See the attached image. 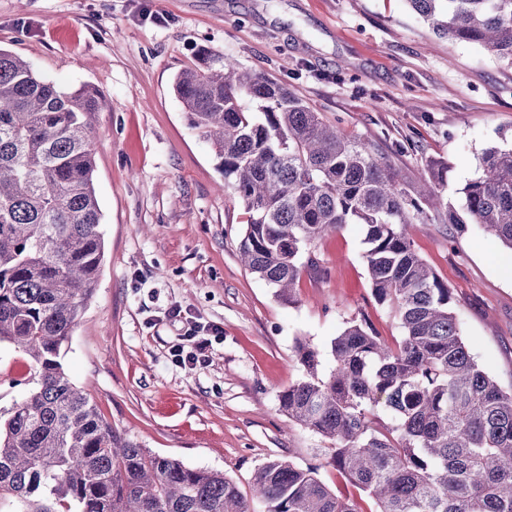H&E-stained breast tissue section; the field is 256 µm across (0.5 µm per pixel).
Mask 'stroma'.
Listing matches in <instances>:
<instances>
[{
  "mask_svg": "<svg viewBox=\"0 0 512 512\" xmlns=\"http://www.w3.org/2000/svg\"><path fill=\"white\" fill-rule=\"evenodd\" d=\"M0 48L62 88L103 95L91 124L105 258L61 351L71 382L143 448L223 472L242 494L258 467L284 458L318 466L336 494L375 512L326 465L323 439L289 424L278 403L303 376L297 339L328 369L351 318L367 316L387 341L402 335L372 295L362 231L351 224L319 242V267L303 272L295 303L278 299L238 259L242 210L174 78L199 49L234 58L376 142L404 180L447 162L456 205L483 151L512 145V66L438 37L405 0H0ZM411 239L451 289L479 362L512 387V251L435 213ZM176 305L210 330L206 360L191 369L171 354L186 332L167 315ZM33 370L0 343L1 413L27 396Z\"/></svg>",
  "mask_w": 512,
  "mask_h": 512,
  "instance_id": "obj_1",
  "label": "stroma"
}]
</instances>
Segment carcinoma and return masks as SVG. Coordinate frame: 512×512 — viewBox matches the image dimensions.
I'll list each match as a JSON object with an SVG mask.
<instances>
[{
	"label": "carcinoma",
	"mask_w": 512,
	"mask_h": 512,
	"mask_svg": "<svg viewBox=\"0 0 512 512\" xmlns=\"http://www.w3.org/2000/svg\"><path fill=\"white\" fill-rule=\"evenodd\" d=\"M406 2L438 36L512 65V0ZM174 89L243 209L244 266L291 303L316 243L357 224L375 300L403 329L391 344L365 316L346 321L326 376L297 340L304 374L279 393L280 411L332 444L327 464L376 512H512V389L478 364L448 284L409 234L444 208L448 223L478 224L512 250V148L482 153L458 211L442 202L448 164L405 182L376 144L232 58L201 51ZM102 100L0 48V343L36 366L29 395L0 418V499L20 512H250L224 473L153 455L113 428L60 362L105 254L90 124ZM252 491L267 512H361L318 468L290 460L262 464Z\"/></svg>",
	"instance_id": "cac0c4a2"
}]
</instances>
